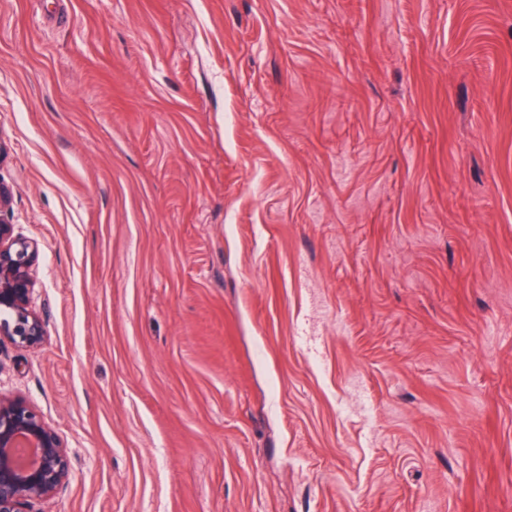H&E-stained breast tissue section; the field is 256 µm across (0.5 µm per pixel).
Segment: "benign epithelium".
I'll return each instance as SVG.
<instances>
[{
  "label": "benign epithelium",
  "instance_id": "7a95c632",
  "mask_svg": "<svg viewBox=\"0 0 512 512\" xmlns=\"http://www.w3.org/2000/svg\"><path fill=\"white\" fill-rule=\"evenodd\" d=\"M10 191L0 182V337L38 346L44 321L32 309L37 244L6 218ZM70 475L67 449L22 399L0 393V512H37Z\"/></svg>",
  "mask_w": 512,
  "mask_h": 512
}]
</instances>
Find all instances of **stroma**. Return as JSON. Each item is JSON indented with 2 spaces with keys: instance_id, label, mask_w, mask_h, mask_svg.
I'll return each mask as SVG.
<instances>
[{
  "instance_id": "1",
  "label": "stroma",
  "mask_w": 512,
  "mask_h": 512,
  "mask_svg": "<svg viewBox=\"0 0 512 512\" xmlns=\"http://www.w3.org/2000/svg\"><path fill=\"white\" fill-rule=\"evenodd\" d=\"M43 512H512V0H0Z\"/></svg>"
}]
</instances>
